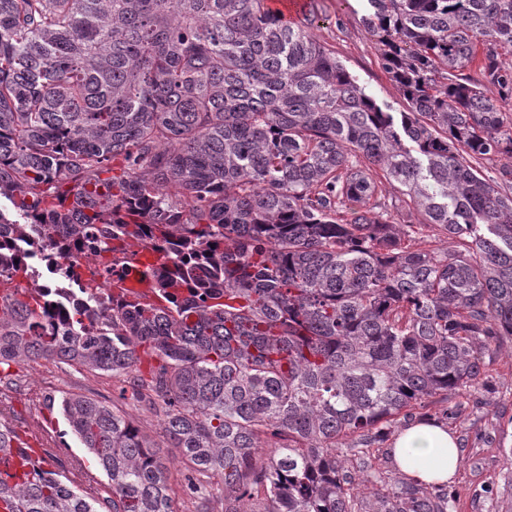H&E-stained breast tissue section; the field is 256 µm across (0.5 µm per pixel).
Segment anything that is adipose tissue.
Instances as JSON below:
<instances>
[{
  "mask_svg": "<svg viewBox=\"0 0 512 512\" xmlns=\"http://www.w3.org/2000/svg\"><path fill=\"white\" fill-rule=\"evenodd\" d=\"M393 457L406 477L429 485L451 481L459 468L457 438L435 421H418L400 430L392 442Z\"/></svg>",
  "mask_w": 512,
  "mask_h": 512,
  "instance_id": "1",
  "label": "adipose tissue"
}]
</instances>
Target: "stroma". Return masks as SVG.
I'll use <instances>...</instances> for the list:
<instances>
[{
    "label": "stroma",
    "mask_w": 512,
    "mask_h": 512,
    "mask_svg": "<svg viewBox=\"0 0 512 512\" xmlns=\"http://www.w3.org/2000/svg\"><path fill=\"white\" fill-rule=\"evenodd\" d=\"M317 12L316 39L335 52L367 94L391 111H404L403 95L384 70L379 47L361 23L367 12L365 0H317ZM377 185L378 198L389 206V221L421 225V239L440 246L437 231L424 226L423 215L408 196L385 178H378ZM44 370L47 390L43 393L33 390L28 363L0 371L5 381L0 393L12 405L0 419L38 447L56 449L58 457L49 461V469H83L93 478L89 493L107 496L109 480L97 459L81 447L65 420L45 407V396L75 393L116 406L155 438L162 434V421L135 400L119 398L111 375L78 371L52 361L45 362ZM415 418L444 424L459 441L462 465L448 485L449 512H502V492L512 481V339L504 338L497 354L487 360L483 384L462 395L433 397Z\"/></svg>",
    "instance_id": "obj_1"
}]
</instances>
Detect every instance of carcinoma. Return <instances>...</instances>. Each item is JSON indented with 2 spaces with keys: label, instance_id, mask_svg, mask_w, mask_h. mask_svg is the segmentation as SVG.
I'll return each instance as SVG.
<instances>
[{
  "label": "carcinoma",
  "instance_id": "1",
  "mask_svg": "<svg viewBox=\"0 0 512 512\" xmlns=\"http://www.w3.org/2000/svg\"><path fill=\"white\" fill-rule=\"evenodd\" d=\"M408 111L366 94L266 0H0V276L15 243L157 251V301L0 297V366L112 374L163 417L215 512H448L373 465L390 427L479 384L512 336V0H367ZM475 65L481 78L465 70ZM460 249L423 246L370 203L374 171ZM171 186V195L161 190ZM150 379L130 378L143 356ZM112 485L110 512H177L161 442L108 405L48 399ZM272 443L258 462L263 439ZM3 512H98L75 480L0 478Z\"/></svg>",
  "mask_w": 512,
  "mask_h": 512
}]
</instances>
